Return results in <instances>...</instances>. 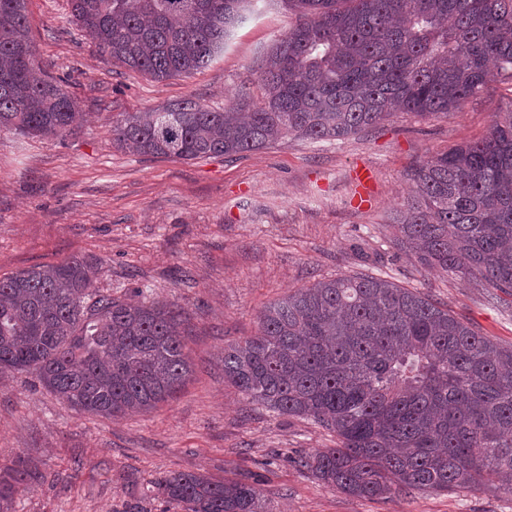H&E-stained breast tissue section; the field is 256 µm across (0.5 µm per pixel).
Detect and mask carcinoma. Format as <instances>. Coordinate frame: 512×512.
I'll use <instances>...</instances> for the list:
<instances>
[{"mask_svg":"<svg viewBox=\"0 0 512 512\" xmlns=\"http://www.w3.org/2000/svg\"><path fill=\"white\" fill-rule=\"evenodd\" d=\"M101 54L156 81L224 52L260 0H68ZM297 19L262 59V96L213 109L192 98L113 127L129 152L233 158L285 142L339 140L397 112L457 108L489 78L512 80V0H281ZM83 122L46 76L25 0H0V131L65 138ZM394 244L489 297L512 296V114L411 174ZM74 256L0 277V373L34 376L70 407L112 417L176 398L191 374L187 317L174 304L94 287ZM224 382L336 434L301 459L325 486L361 498L500 485L512 492V346L439 302L371 275L301 288L261 312L258 334L224 348ZM39 480L0 471V502ZM162 495L185 512H264L244 481L174 472Z\"/></svg>","mask_w":512,"mask_h":512,"instance_id":"cac0c4a2","label":"carcinoma"}]
</instances>
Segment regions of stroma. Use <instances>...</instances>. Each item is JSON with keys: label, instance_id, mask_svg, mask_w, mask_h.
Masks as SVG:
<instances>
[{"label": "stroma", "instance_id": "1", "mask_svg": "<svg viewBox=\"0 0 512 512\" xmlns=\"http://www.w3.org/2000/svg\"><path fill=\"white\" fill-rule=\"evenodd\" d=\"M26 13L40 67L64 80L86 121L62 140L0 131V276L92 259L100 290L184 309L193 372L177 399L112 418L76 412L30 376L0 375V470L41 475L0 512H184L159 489L173 472L254 484L266 512H512V493L493 488L371 500L326 487L298 460L335 436L250 402L225 384L223 361L225 346L257 334L271 303L356 273L429 295L511 346L512 296L493 304L472 281L424 268L394 245L392 219L417 165L483 139L512 113V82L490 80L455 110L400 112L342 140L291 138L233 159L143 156L112 141L124 113L188 97L217 108L257 91V61L293 12L282 0L261 7L221 57L165 81L101 56L68 0H26ZM360 167L372 173L367 211L350 205Z\"/></svg>", "mask_w": 512, "mask_h": 512}]
</instances>
